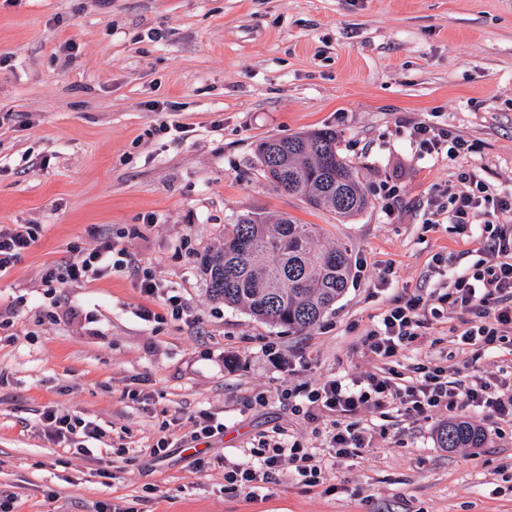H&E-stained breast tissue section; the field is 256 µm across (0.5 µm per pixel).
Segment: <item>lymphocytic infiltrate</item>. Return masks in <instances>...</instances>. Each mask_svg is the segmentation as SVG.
<instances>
[{
  "label": "lymphocytic infiltrate",
  "instance_id": "obj_1",
  "mask_svg": "<svg viewBox=\"0 0 512 512\" xmlns=\"http://www.w3.org/2000/svg\"><path fill=\"white\" fill-rule=\"evenodd\" d=\"M465 188L448 192V203L436 206V214L448 223L467 227L479 223L485 252L491 260L479 259L451 273L429 293L405 294L379 315L366 333V349L377 361L375 372L363 376H334L299 391L292 412L325 420L324 441L337 461L359 456L369 447L375 428L364 412L387 417L402 412L426 420L437 414L459 415L486 410L512 422V377L472 375L462 382L444 366L415 363L412 376L399 383L398 364L404 350L423 334L428 318L449 314L459 321L463 343L485 352L494 351L512 335V191L491 192L473 172L458 176ZM504 223H496V216ZM35 234L26 224L0 225V274L12 268L34 243ZM126 254L110 237L103 236L66 265L47 270L44 284L58 288L69 282L92 283L120 270ZM42 424L56 438L99 439L91 421L47 409ZM245 462L225 466V481L242 490L254 491L268 481L281 462L292 463L310 486L322 479L321 459L314 449L286 438L283 430L260 436L245 449Z\"/></svg>",
  "mask_w": 512,
  "mask_h": 512
}]
</instances>
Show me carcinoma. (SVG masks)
Masks as SVG:
<instances>
[{
  "mask_svg": "<svg viewBox=\"0 0 512 512\" xmlns=\"http://www.w3.org/2000/svg\"><path fill=\"white\" fill-rule=\"evenodd\" d=\"M263 176L277 189L302 196L314 208L346 219L369 200L356 167L341 156L336 132L322 130L267 139L257 148ZM316 224H298L286 215L270 221L260 213L236 216L224 225V243L203 254L200 266L214 301L243 306L270 326L303 331L315 327L348 288V249L320 244ZM441 448H480L482 430L465 418L437 431Z\"/></svg>",
  "mask_w": 512,
  "mask_h": 512,
  "instance_id": "1",
  "label": "carcinoma"
}]
</instances>
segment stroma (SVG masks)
Returning <instances> with one entry per match:
<instances>
[{
  "mask_svg": "<svg viewBox=\"0 0 512 512\" xmlns=\"http://www.w3.org/2000/svg\"><path fill=\"white\" fill-rule=\"evenodd\" d=\"M418 123L468 150L420 152ZM320 129L335 131L371 200L355 217L310 208L260 170L262 141ZM463 171L512 189V0H0V224L36 231L0 276L10 512H512V423L475 411L482 448L438 447L441 415L374 413L382 433L349 461L324 456L320 485L288 462L256 494L224 484L225 463L273 428L320 447L322 422L293 414L281 390L375 371L363 340L389 301L480 258L475 236L427 207ZM248 212L319 225L323 245L347 247L349 287L313 329L209 298L200 256ZM103 232L129 268L43 286L47 266ZM387 266L392 283L377 290ZM146 269L179 292L186 318L141 296ZM457 324L430 320L403 365L463 381L512 366V346L477 355ZM49 407L94 421L101 438L71 453L42 430ZM203 412L223 417V433L187 440Z\"/></svg>",
  "mask_w": 512,
  "mask_h": 512,
  "instance_id": "35a3bbf8",
  "label": "stroma"
}]
</instances>
